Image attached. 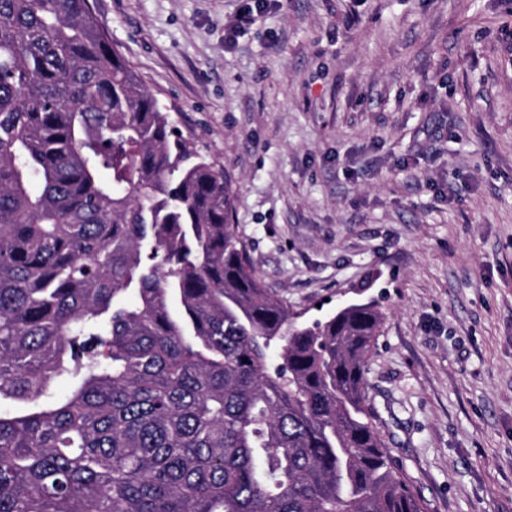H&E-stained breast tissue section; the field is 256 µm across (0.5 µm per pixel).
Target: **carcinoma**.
Instances as JSON below:
<instances>
[{"mask_svg": "<svg viewBox=\"0 0 512 512\" xmlns=\"http://www.w3.org/2000/svg\"><path fill=\"white\" fill-rule=\"evenodd\" d=\"M174 130L89 0H0V512H427L380 304L292 310Z\"/></svg>", "mask_w": 512, "mask_h": 512, "instance_id": "carcinoma-1", "label": "carcinoma"}]
</instances>
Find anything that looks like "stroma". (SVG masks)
<instances>
[{
    "instance_id": "1",
    "label": "stroma",
    "mask_w": 512,
    "mask_h": 512,
    "mask_svg": "<svg viewBox=\"0 0 512 512\" xmlns=\"http://www.w3.org/2000/svg\"><path fill=\"white\" fill-rule=\"evenodd\" d=\"M231 178L264 284L384 323L374 423L429 512H512V0H90ZM240 13L237 15L236 23L231 29L235 32L237 28L254 24L259 17L268 9L270 0H243Z\"/></svg>"
}]
</instances>
